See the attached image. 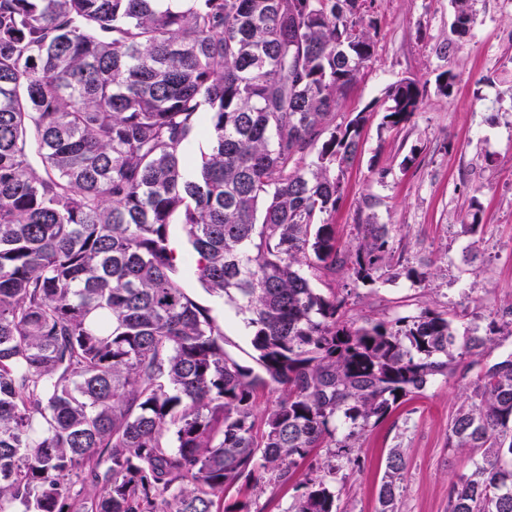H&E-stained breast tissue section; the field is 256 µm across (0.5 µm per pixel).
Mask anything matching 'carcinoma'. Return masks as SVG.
<instances>
[{"instance_id":"1","label":"carcinoma","mask_w":512,"mask_h":512,"mask_svg":"<svg viewBox=\"0 0 512 512\" xmlns=\"http://www.w3.org/2000/svg\"><path fill=\"white\" fill-rule=\"evenodd\" d=\"M372 28L367 0H0V512H214L227 486L290 483L315 448L323 474L288 512H335L336 461L492 340H460L429 309L358 325L302 270L387 272L386 225L358 221L345 248L323 219L365 116L327 120L372 60ZM389 98L390 128L419 110L412 81ZM199 128L209 149L189 176ZM176 217L255 365L182 287ZM473 398L448 446L483 453L448 512H512V354ZM404 467L392 452L379 512H396ZM81 475L90 501L72 493Z\"/></svg>"}]
</instances>
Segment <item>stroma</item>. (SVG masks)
Listing matches in <instances>:
<instances>
[{
  "instance_id": "stroma-1",
  "label": "stroma",
  "mask_w": 512,
  "mask_h": 512,
  "mask_svg": "<svg viewBox=\"0 0 512 512\" xmlns=\"http://www.w3.org/2000/svg\"><path fill=\"white\" fill-rule=\"evenodd\" d=\"M373 17L374 55L333 116L345 126L366 112L360 151L340 177L343 199L328 221L345 246L357 242L359 218L387 225L402 264L427 271L416 284L406 276L375 286H353L345 273L331 285L347 290L349 319L390 320L430 308L449 313L458 337L492 334L470 359L465 377H437L413 400L363 433L354 450L359 466L337 470L332 481L338 512H378V489L392 450L406 467L398 512H448V488L469 473L479 456L448 445V424L469 406V385L488 366L512 353V0H469L472 31H453V0H368ZM452 72L450 90L436 78ZM414 81L421 109L404 127L384 125L386 92ZM410 166H403L407 155ZM170 236L184 285L212 307L224 324L225 349L251 363L253 348L242 317L231 303L210 296L197 281L180 222ZM496 332H489V325ZM328 451L314 449L294 482L226 487L217 512L246 500L253 512H286L296 483L312 475Z\"/></svg>"
}]
</instances>
